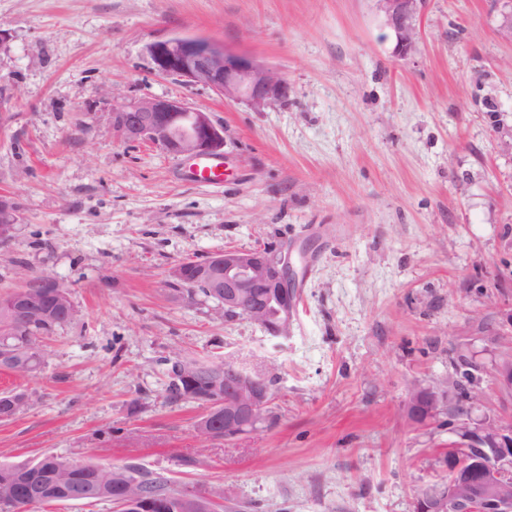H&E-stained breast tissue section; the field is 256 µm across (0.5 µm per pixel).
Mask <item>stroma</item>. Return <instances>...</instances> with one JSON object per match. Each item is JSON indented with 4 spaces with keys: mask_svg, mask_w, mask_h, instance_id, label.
I'll return each instance as SVG.
<instances>
[{
    "mask_svg": "<svg viewBox=\"0 0 512 512\" xmlns=\"http://www.w3.org/2000/svg\"><path fill=\"white\" fill-rule=\"evenodd\" d=\"M491 0H427L400 58L375 0H0V295L21 272L67 285L78 319L45 364L0 390L37 393L0 420V464L46 455L134 464L223 512H414L460 443L415 424V383L471 372L461 418L512 424L494 380L512 341V44ZM203 36L275 67L287 102L257 112L158 75L146 46ZM179 99L224 129V182L124 140L108 91ZM298 253L292 328L274 337L168 272L227 248ZM234 361L271 381L272 422L232 440L168 399L171 359Z\"/></svg>",
    "mask_w": 512,
    "mask_h": 512,
    "instance_id": "obj_1",
    "label": "stroma"
}]
</instances>
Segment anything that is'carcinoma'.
<instances>
[{"instance_id":"obj_1","label":"carcinoma","mask_w":512,"mask_h":512,"mask_svg":"<svg viewBox=\"0 0 512 512\" xmlns=\"http://www.w3.org/2000/svg\"><path fill=\"white\" fill-rule=\"evenodd\" d=\"M182 271L183 282L169 284L171 290L188 298L199 294L208 296L204 289L192 287L201 272L200 261L185 262ZM27 286L29 295L48 315L34 312L25 322L9 327L0 326V337L4 338V342L21 358L34 359L32 368L23 364L8 369L17 377L32 376L44 364L41 338L60 325L52 313L66 306L72 310V318L79 316L68 288H46L36 276L28 279ZM190 375L193 385H184L180 389L168 386L171 402L187 400L199 404L216 394L212 376L199 373L195 368L190 370ZM68 465L69 459L54 455H47L35 463L1 464L0 503L8 502L12 512H35L41 506L59 502H108L118 507L123 498L124 484L129 479H135L139 482L137 490L144 498L158 505L156 512H201L199 495L182 491L180 495L186 497V501L178 504L173 497L175 490L167 482L151 477L136 466H99L95 471L71 472Z\"/></svg>"}]
</instances>
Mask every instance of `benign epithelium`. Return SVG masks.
<instances>
[{
	"label": "benign epithelium",
	"instance_id": "benign-epithelium-1",
	"mask_svg": "<svg viewBox=\"0 0 512 512\" xmlns=\"http://www.w3.org/2000/svg\"><path fill=\"white\" fill-rule=\"evenodd\" d=\"M385 26L394 38V51L405 58L416 50L425 0H376ZM497 34L512 43V0H495ZM155 71L202 85L244 102L257 112L288 100V82L272 67L230 51L224 45L199 37H171L147 45ZM112 126L126 140L144 141L188 159L218 154L224 148V128L210 113L176 99L112 96ZM18 212L10 196L0 198V222L15 224ZM209 294L218 298L217 311L226 318L243 317L272 336L288 335L293 323L297 270L292 253L282 248L241 251L226 248L203 263ZM264 289L261 297L255 289ZM37 305L26 292L17 293L9 317L17 322L29 318ZM224 376L221 398L205 403L204 420L224 418V438L256 431L266 422L273 393L267 377L226 361L210 367ZM500 392L512 396V355L496 367ZM461 380L448 386L414 385L406 415L427 419L442 411L454 418L459 407ZM462 442L444 460V482L419 491L415 512H512V428L488 420L471 430L459 427Z\"/></svg>",
	"mask_w": 512,
	"mask_h": 512
}]
</instances>
